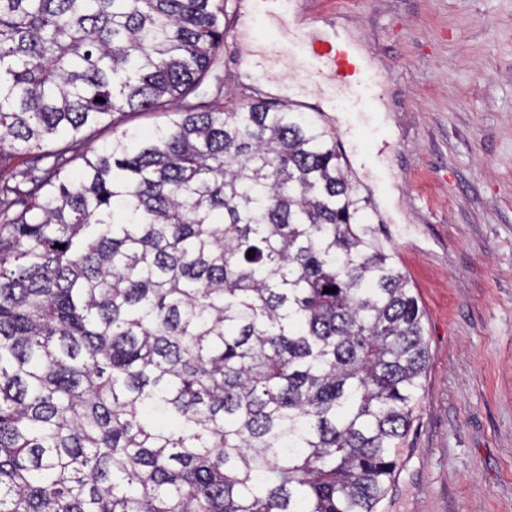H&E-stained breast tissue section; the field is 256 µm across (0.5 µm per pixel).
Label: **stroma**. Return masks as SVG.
Returning a JSON list of instances; mask_svg holds the SVG:
<instances>
[{"mask_svg":"<svg viewBox=\"0 0 512 512\" xmlns=\"http://www.w3.org/2000/svg\"><path fill=\"white\" fill-rule=\"evenodd\" d=\"M247 2H228L227 86L305 100L346 153L366 152L368 126L384 142L350 177L424 314L428 361L379 512H512V0H290L301 26L342 30L377 64L379 113L324 100L296 59L244 78L267 33Z\"/></svg>","mask_w":512,"mask_h":512,"instance_id":"stroma-1","label":"stroma"}]
</instances>
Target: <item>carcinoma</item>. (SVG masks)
<instances>
[{
	"instance_id": "1",
	"label": "carcinoma",
	"mask_w": 512,
	"mask_h": 512,
	"mask_svg": "<svg viewBox=\"0 0 512 512\" xmlns=\"http://www.w3.org/2000/svg\"><path fill=\"white\" fill-rule=\"evenodd\" d=\"M227 2L0 0V168L33 156L0 186V512L387 494L423 313L336 134L220 83L208 98ZM132 112L169 120L144 136ZM101 127L65 173L59 138Z\"/></svg>"
}]
</instances>
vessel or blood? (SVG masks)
Masks as SVG:
<instances>
[{
	"label": "vessel or blood",
	"mask_w": 512,
	"mask_h": 512,
	"mask_svg": "<svg viewBox=\"0 0 512 512\" xmlns=\"http://www.w3.org/2000/svg\"><path fill=\"white\" fill-rule=\"evenodd\" d=\"M269 0H254L256 15L263 17L272 35L264 44L260 61L296 45L307 60V77L323 84L349 88L354 100L375 102L377 88L371 63H354L348 47L336 38L290 23L288 4L280 0L277 10H269Z\"/></svg>",
	"instance_id": "vessel-or-blood-1"
}]
</instances>
